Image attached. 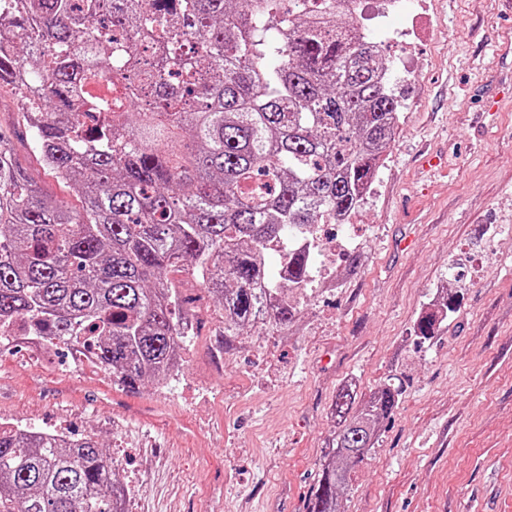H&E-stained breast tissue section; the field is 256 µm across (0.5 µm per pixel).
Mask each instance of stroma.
Instances as JSON below:
<instances>
[{
  "mask_svg": "<svg viewBox=\"0 0 512 512\" xmlns=\"http://www.w3.org/2000/svg\"><path fill=\"white\" fill-rule=\"evenodd\" d=\"M420 31L365 8L402 115L373 192L355 212L357 266L291 293L285 328L224 340V311L173 273L194 332L177 375L129 389L73 351L0 350V422L90 436L112 455L129 512H306L344 381L366 395L403 379L341 512H512V0H422ZM0 125L41 188L79 207L42 165L18 93ZM446 156L432 175L422 153ZM460 305L430 343L415 320L437 289Z\"/></svg>",
  "mask_w": 512,
  "mask_h": 512,
  "instance_id": "1",
  "label": "stroma"
}]
</instances>
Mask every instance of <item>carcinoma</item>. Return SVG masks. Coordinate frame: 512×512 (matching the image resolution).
Returning <instances> with one entry per match:
<instances>
[{
  "instance_id": "1",
  "label": "carcinoma",
  "mask_w": 512,
  "mask_h": 512,
  "mask_svg": "<svg viewBox=\"0 0 512 512\" xmlns=\"http://www.w3.org/2000/svg\"><path fill=\"white\" fill-rule=\"evenodd\" d=\"M345 0H0V86L18 91L41 162L82 199L44 192L0 128V348L83 342L122 385L168 377L189 320L186 266L224 310V338L290 325L289 294L325 262L312 236L355 211L400 123L379 46ZM112 73L86 106L87 79ZM277 257L271 262V257ZM439 310L414 324L424 344ZM403 385L337 421L307 512H340L353 466ZM112 455L91 437L0 426V512H126Z\"/></svg>"
}]
</instances>
